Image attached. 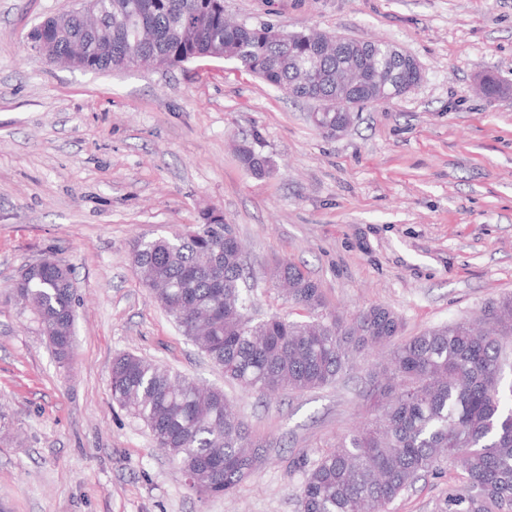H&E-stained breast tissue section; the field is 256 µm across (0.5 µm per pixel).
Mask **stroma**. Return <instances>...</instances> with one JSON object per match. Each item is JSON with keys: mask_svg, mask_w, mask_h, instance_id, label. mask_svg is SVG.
Returning a JSON list of instances; mask_svg holds the SVG:
<instances>
[{"mask_svg": "<svg viewBox=\"0 0 512 512\" xmlns=\"http://www.w3.org/2000/svg\"><path fill=\"white\" fill-rule=\"evenodd\" d=\"M70 3L0 0V512H298L301 461L366 421L382 356L303 394L243 391L151 299L131 246L221 215L255 283L253 318L291 313L266 278L287 260L340 314L392 309L404 339L512 294V0H224L241 24L384 39L419 62L414 89L334 136L313 126L312 103L230 59L45 64L28 35ZM488 74L504 94H479ZM255 134L273 163L262 177L233 149ZM45 257L73 270L63 360L13 294ZM124 351L224 390L265 447L232 495L197 498L113 402ZM454 481L427 476L391 512H439Z\"/></svg>", "mask_w": 512, "mask_h": 512, "instance_id": "obj_1", "label": "stroma"}]
</instances>
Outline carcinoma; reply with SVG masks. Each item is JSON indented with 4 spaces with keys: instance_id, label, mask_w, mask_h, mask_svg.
I'll return each mask as SVG.
<instances>
[{
    "instance_id": "carcinoma-1",
    "label": "carcinoma",
    "mask_w": 512,
    "mask_h": 512,
    "mask_svg": "<svg viewBox=\"0 0 512 512\" xmlns=\"http://www.w3.org/2000/svg\"><path fill=\"white\" fill-rule=\"evenodd\" d=\"M103 43L85 31L80 16L37 27L31 47L55 56L77 55L83 71H121L138 56L167 67L189 56L226 53L264 83L316 103L318 127L349 124L354 108L380 103L374 83L347 97L345 85L357 58L371 47L377 67L395 61L385 40L345 38L343 51L323 54L311 32H285L271 24L234 25L224 0H101ZM154 40L135 44L140 30ZM237 147L242 166L256 176L272 169L257 145ZM222 222L195 224L171 236L135 241L131 262L141 283L178 323L185 336L224 377L265 398L328 386L358 357L387 350L384 378L367 394L375 417L303 463L298 512H388L422 477L446 464L457 485L443 512H512V404L501 390L505 350L512 337V295L483 311L397 340L399 316L375 305L349 319L327 310L317 281L300 266L281 261L269 280L306 313L302 321L274 315L254 321L244 293L243 250ZM15 296L44 328L56 354L72 348V270L53 258L16 279ZM112 399L141 419L156 447L189 472L188 488L200 498L226 496L250 477L262 457L224 391L131 352L117 356L110 377Z\"/></svg>"
}]
</instances>
